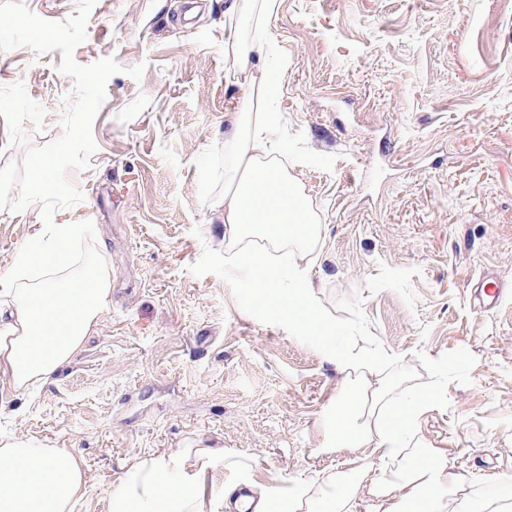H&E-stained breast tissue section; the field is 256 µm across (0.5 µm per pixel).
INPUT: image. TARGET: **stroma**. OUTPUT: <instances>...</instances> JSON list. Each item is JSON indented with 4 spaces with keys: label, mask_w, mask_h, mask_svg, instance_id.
Returning <instances> with one entry per match:
<instances>
[{
    "label": "stroma",
    "mask_w": 512,
    "mask_h": 512,
    "mask_svg": "<svg viewBox=\"0 0 512 512\" xmlns=\"http://www.w3.org/2000/svg\"><path fill=\"white\" fill-rule=\"evenodd\" d=\"M228 0H97L77 63L115 58L93 123L96 151L67 178L83 225L69 274L112 271V309L36 391L0 400V436H34L86 464L73 512H105L138 459L213 448L234 465L199 478L205 501L244 483L288 489L356 468L329 415L350 371L245 313L223 278L190 265L232 240L224 131L238 109L226 38L258 36L280 84V157L304 188L320 236L300 261L328 310L362 293L370 331L421 381L419 355L458 348L472 382L415 438L477 479L512 490V14L499 0H279L267 24L229 19ZM60 51L0 56V86L24 82L44 110L32 144L62 133L72 89ZM145 64L141 79L127 68ZM43 229L39 205L0 210V270ZM507 287L483 306L478 287Z\"/></svg>",
    "instance_id": "1"
}]
</instances>
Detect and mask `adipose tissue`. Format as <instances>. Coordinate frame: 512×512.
Wrapping results in <instances>:
<instances>
[{"label": "adipose tissue", "instance_id": "adipose-tissue-1", "mask_svg": "<svg viewBox=\"0 0 512 512\" xmlns=\"http://www.w3.org/2000/svg\"><path fill=\"white\" fill-rule=\"evenodd\" d=\"M258 40L237 36L227 43L233 70L242 74L239 109L224 133L232 164L224 171L218 208L237 239L277 241L312 253L318 225L301 184L278 159L269 124L258 116L263 100L276 91L262 65ZM82 229L72 225L50 246L33 243L0 271V389L21 393L51 382L57 371L96 332L112 306V273L96 268L94 287L82 278L34 282L30 271L47 255L68 256ZM354 370L336 399L330 417L340 448H368L379 460H397L392 474L363 465L351 475L332 474L319 486L317 501L330 512H354L360 487L374 498L373 512H486L476 499L473 480L449 471L442 455L414 442L413 431L434 403L431 394L396 391L372 382L374 365L345 355ZM209 448L136 460L107 492V512H205L199 472L222 461ZM82 458L68 448L31 439H0V512H73L87 490Z\"/></svg>", "mask_w": 512, "mask_h": 512}]
</instances>
